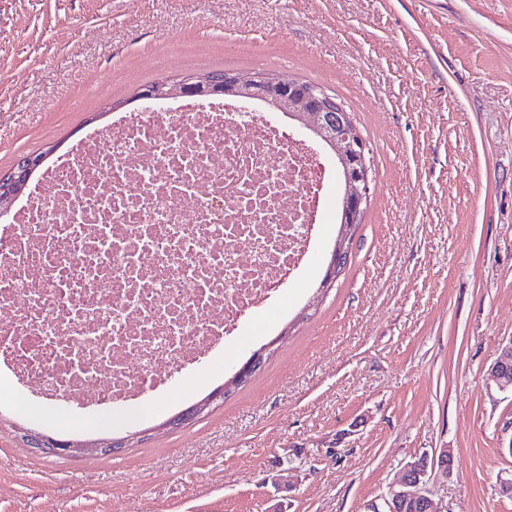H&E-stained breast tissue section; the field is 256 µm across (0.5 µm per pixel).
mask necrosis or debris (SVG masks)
<instances>
[{
    "label": "necrosis or debris",
    "instance_id": "1",
    "mask_svg": "<svg viewBox=\"0 0 512 512\" xmlns=\"http://www.w3.org/2000/svg\"><path fill=\"white\" fill-rule=\"evenodd\" d=\"M263 110L225 97L122 115L50 168L51 196L0 226V366L49 401L91 382L96 406L136 401L281 300L335 170Z\"/></svg>",
    "mask_w": 512,
    "mask_h": 512
}]
</instances>
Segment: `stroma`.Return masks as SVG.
<instances>
[{
	"label": "stroma",
	"instance_id": "stroma-1",
	"mask_svg": "<svg viewBox=\"0 0 512 512\" xmlns=\"http://www.w3.org/2000/svg\"><path fill=\"white\" fill-rule=\"evenodd\" d=\"M310 81L371 149L372 189L345 270L317 288L337 228L288 302L165 389L98 409L0 401V512H370L409 462L449 449L439 512H512V0H0V173L70 150L142 86L210 71ZM264 370L169 430L262 344ZM140 433L112 455H38ZM490 372L500 384L512 388V340L500 348ZM24 437L29 447L39 454L76 455L101 454L110 455L127 447L130 437L113 438L101 441H65L52 435L38 431L26 430ZM121 447V448H117Z\"/></svg>",
	"mask_w": 512,
	"mask_h": 512
}]
</instances>
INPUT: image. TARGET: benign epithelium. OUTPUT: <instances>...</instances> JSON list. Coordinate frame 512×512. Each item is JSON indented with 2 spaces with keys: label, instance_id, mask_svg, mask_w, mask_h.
Masks as SVG:
<instances>
[{
  "label": "benign epithelium",
  "instance_id": "1",
  "mask_svg": "<svg viewBox=\"0 0 512 512\" xmlns=\"http://www.w3.org/2000/svg\"><path fill=\"white\" fill-rule=\"evenodd\" d=\"M230 83L245 90L249 99L280 102L279 111L284 115L294 112L306 113L305 121L296 128L304 135H322L328 139L331 149L344 168L346 191L342 206V230L337 238L325 273V282L336 280L345 267L352 245V229L360 223L370 200L373 182L369 166L370 149L368 142L359 133L345 106L334 100L324 89L305 88L294 80L279 75L261 76L252 72H235L227 81L200 78L192 83L170 81L139 88L133 96L135 101L154 103L186 97H209L224 94V83ZM49 158V154H25L19 156L13 167L0 173V220L10 213L15 201L24 194L34 172ZM273 343L253 352L247 361L224 386L210 397L199 401L167 422L173 427L197 417L213 401L224 397L231 386L247 383L259 372L269 355ZM492 376L502 385L512 387V340L500 348L499 355L491 367ZM29 447L39 454L110 455L127 447L130 438H113L101 441H65L47 433L29 429L25 432ZM451 455L441 448L429 459L422 458L408 464L400 480L392 486L383 499L384 510L373 507L371 512H437L433 499L426 488L428 470H439L448 474Z\"/></svg>",
  "mask_w": 512,
  "mask_h": 512
}]
</instances>
